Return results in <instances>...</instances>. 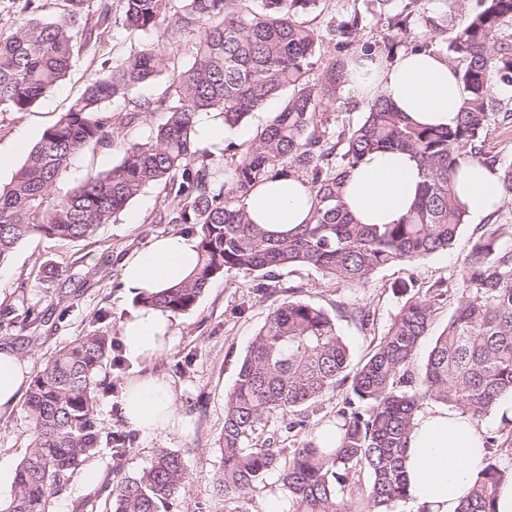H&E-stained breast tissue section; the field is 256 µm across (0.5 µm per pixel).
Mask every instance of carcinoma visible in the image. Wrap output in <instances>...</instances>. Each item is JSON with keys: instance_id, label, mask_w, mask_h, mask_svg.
Returning a JSON list of instances; mask_svg holds the SVG:
<instances>
[{"instance_id": "carcinoma-1", "label": "carcinoma", "mask_w": 512, "mask_h": 512, "mask_svg": "<svg viewBox=\"0 0 512 512\" xmlns=\"http://www.w3.org/2000/svg\"><path fill=\"white\" fill-rule=\"evenodd\" d=\"M71 10L46 22L41 0H13L24 20L0 33V112H24L66 76L79 39L96 26L77 27L85 11L132 39L154 34L172 44L192 42L194 61L176 75L163 97L135 102L117 113L139 86L167 66L149 45L132 48L92 81L27 153L11 181L0 187V264L33 234L87 240L147 189L163 187L173 206L157 224H186L197 241L198 263L181 282L138 296L141 307L176 317L197 304L215 278L235 271L268 277L276 270L313 266L338 284L362 288L387 265L409 264L448 249L467 212L454 187L461 151L499 172L512 197V162L499 163L486 149L491 115L512 109L494 86L512 87V0H444L464 21L451 26L447 51L464 97L455 126L421 127L385 98L370 104L355 128L318 125L319 107L334 104L349 80L354 56L391 57L400 46L429 49L412 25L422 0H400L387 17L383 40L361 41L365 19L355 12L331 21L321 34L302 16L318 0H120L112 17L105 0H69ZM337 55L322 77H309L310 59L324 39ZM281 99L252 139L230 142V164L217 169L195 145L198 114L214 112L232 129ZM163 122L145 141L133 142L111 169L90 172L66 192L57 184L73 158L106 142L112 119L128 127L149 113ZM342 152H337V146ZM379 148L413 153L426 172L420 196L396 224H358L346 211L342 187L348 169ZM305 179L313 193L309 221L284 235L266 231L240 207V199L271 179ZM456 307L435 338L425 370L409 366L433 323L446 290L436 285L410 293L364 362L350 371V351L336 318L310 303L287 300L274 308L249 346L224 405L222 466L215 483L224 494L247 500L271 475L288 492L289 512H397L407 503L403 460L414 419L428 401L481 420L512 395V225L477 229L468 258L456 273ZM25 295L0 306V329L21 331L36 323ZM112 336L91 331L50 358L31 378L26 407L31 421L28 452L16 470L10 499L0 512H49L52 495L72 481L102 443L100 395L112 391L99 377L118 362ZM350 383L352 397L336 411V443L314 436L291 455L279 444L306 428L290 420L274 432L270 416L287 417ZM134 442L131 431L107 439L114 460L110 477L90 499L105 512H160L186 485L182 455L157 451L141 472L122 474ZM482 469L472 478L457 512H496L499 487L512 482L498 440L485 441Z\"/></svg>"}]
</instances>
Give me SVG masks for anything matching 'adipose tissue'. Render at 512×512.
<instances>
[{"label":"adipose tissue","mask_w":512,"mask_h":512,"mask_svg":"<svg viewBox=\"0 0 512 512\" xmlns=\"http://www.w3.org/2000/svg\"><path fill=\"white\" fill-rule=\"evenodd\" d=\"M346 88L363 103L385 97L425 126L455 125L463 100L454 65L432 50H404L390 62L377 56L360 58ZM423 180L411 153L379 149L350 169L344 201L358 223L393 224L413 205ZM455 188L468 216L477 221L504 201L497 173L475 160L461 162ZM240 204L255 223L285 233L309 218L312 193L300 179L280 178L258 184ZM196 263L195 241L171 233L128 254L120 263V276L132 293L158 291L187 277ZM173 331V316L151 308L121 323L122 354L140 370L123 386V416L130 428L148 435H183L190 430L178 413L170 384L147 370L169 349ZM29 371L28 361L12 348L0 347V413L18 401ZM483 434L477 420L458 411L432 407L418 414L405 462L411 512H456L471 477L482 466Z\"/></svg>","instance_id":"obj_1"}]
</instances>
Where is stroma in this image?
Here are the masks:
<instances>
[{
    "mask_svg": "<svg viewBox=\"0 0 512 512\" xmlns=\"http://www.w3.org/2000/svg\"><path fill=\"white\" fill-rule=\"evenodd\" d=\"M360 13L367 19L362 32L366 41L381 40L386 20L375 0H321L309 16L311 26L324 30L335 16ZM129 40L113 30L99 39L77 45L73 66L66 78L24 112H0V154L10 155L11 167L0 169V185L10 181L27 151L53 125L70 103L94 79L103 76L104 60L128 54ZM168 66L156 80L132 94L139 101L166 93L172 79L193 60V49L183 41L167 46ZM163 120L162 114L143 117L133 127H113L112 142L94 151L77 154L59 186L67 188L88 171H105L118 163L127 143L150 135ZM165 203L162 189L151 188L133 200L116 222L102 225L92 241L50 239L35 234L25 239L11 258L0 265V304L12 303L26 291L39 318L24 332L1 331L0 344L13 347L32 369H39L59 350L89 331L99 330L119 337L122 321L137 311L135 295L120 281V262L131 251L143 248L159 236L183 232V225L157 224L153 218ZM477 226L464 225L448 250L422 257L407 265L379 268L362 288H350L323 277L312 267L275 271L267 291L258 280L235 272L214 280L190 311L176 317L174 341L169 351L151 364V372L162 376L173 388L179 412L187 417V436L173 433L137 436L124 460V472L135 475L149 466L158 449L179 452L188 481L185 489L170 500L165 512H265L277 505L287 512L288 495L275 478L244 502L217 493L213 475L221 464L224 434V401L232 389L240 362L267 314L283 301L296 299L327 310L336 318L340 334L350 348V363L358 365L383 336L402 301V287L426 292L438 282H449L469 252ZM46 266L52 275L30 286V271ZM370 310L373 322L361 326L356 314ZM106 377L112 391L100 397L98 416L102 436L126 430L117 413L123 384L135 376L130 363L109 367ZM350 395L349 386L337 387L321 401L302 412L306 430L318 435L336 423V411ZM30 419L24 403L0 414V496L10 497L15 472L27 453ZM112 467L108 448L88 460L65 491L53 495L51 512H72V502L84 497L95 485L86 478L95 471L106 479Z\"/></svg>",
    "mask_w": 512,
    "mask_h": 512,
    "instance_id": "1",
    "label": "stroma"
}]
</instances>
